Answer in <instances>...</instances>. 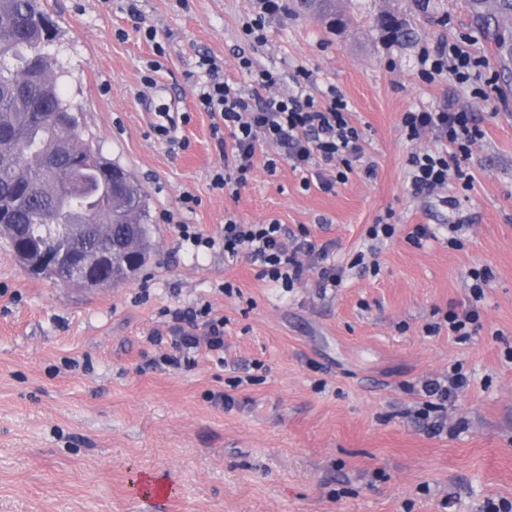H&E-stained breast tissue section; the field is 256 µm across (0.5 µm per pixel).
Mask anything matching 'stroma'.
<instances>
[{"mask_svg": "<svg viewBox=\"0 0 512 512\" xmlns=\"http://www.w3.org/2000/svg\"><path fill=\"white\" fill-rule=\"evenodd\" d=\"M257 2L45 0L62 94L85 139L147 193L157 249L135 278L89 293L29 276L0 238V512H484L512 501V90L482 98L452 76L418 75L422 47L462 38L498 73L494 47L474 36L467 0H345L340 34L281 12L254 47L243 25ZM384 11L410 40L380 29ZM206 53L245 88L243 55L257 69L309 70L316 100L344 95L365 139L348 181L306 190L284 160L269 176L279 150L265 144L238 196L213 190L224 157L195 95ZM161 105L177 143L153 131ZM445 107L485 131L473 187L412 195L408 158L435 140H408L401 118ZM230 214L333 242L327 263L342 283L323 287L315 267L285 288L247 257L228 264L218 244L182 241V223L218 241ZM386 215L397 232L377 270L363 269L366 229ZM417 224L435 239L408 240ZM452 224L461 246L448 242ZM202 303L224 320L223 361L202 350L191 365L156 366L150 334ZM466 309L479 320L461 336L445 316ZM454 367L467 388L423 417V385ZM218 391L232 404L211 402Z\"/></svg>", "mask_w": 512, "mask_h": 512, "instance_id": "1", "label": "stroma"}]
</instances>
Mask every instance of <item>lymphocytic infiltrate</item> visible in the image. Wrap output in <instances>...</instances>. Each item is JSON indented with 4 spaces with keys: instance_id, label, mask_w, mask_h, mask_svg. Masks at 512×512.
<instances>
[{
    "instance_id": "1",
    "label": "lymphocytic infiltrate",
    "mask_w": 512,
    "mask_h": 512,
    "mask_svg": "<svg viewBox=\"0 0 512 512\" xmlns=\"http://www.w3.org/2000/svg\"><path fill=\"white\" fill-rule=\"evenodd\" d=\"M419 64L418 74L423 82H433L448 73L464 84L477 79L485 62L453 43L423 49ZM197 69V101L204 111L218 115L212 136L226 151L224 168L212 179L213 189L235 193L244 187L254 170L257 150L264 143L281 148L282 159L303 172V188H310L315 180L326 191L346 183L348 168L363 153L364 137L352 124L342 95L334 92L326 102L316 101L306 92L311 74L305 69L297 72L295 91L285 95L274 93L278 77L265 69L255 70L254 87L250 90L224 79L221 65L211 55L200 56ZM402 128L408 139L416 140L429 133L437 142L435 148L412 154L409 159L414 194L445 189L452 179L462 190H470L473 176L466 162L473 146L483 137L471 113L445 109L410 111L402 117ZM338 162L342 163V170L327 177L325 167ZM180 234L196 247L222 245L225 261L249 257L258 268L259 278L285 288L301 281L310 263L326 260L332 248L331 243L305 236L289 241L287 229L276 221L243 224L231 215L224 219L222 239L202 236L187 224L181 225ZM171 319L168 334L156 331L149 338L154 345L170 348L169 354L160 359L162 365L181 366L202 347L215 354L223 351L224 321L213 315L209 304L172 311Z\"/></svg>"
}]
</instances>
